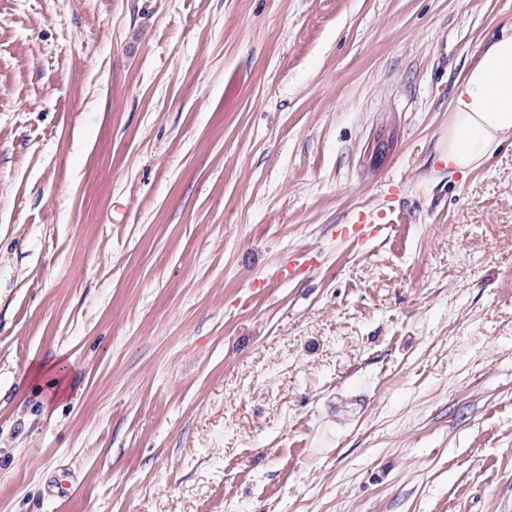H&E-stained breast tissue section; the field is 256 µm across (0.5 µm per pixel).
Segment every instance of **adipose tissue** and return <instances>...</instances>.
<instances>
[{
    "label": "adipose tissue",
    "instance_id": "obj_1",
    "mask_svg": "<svg viewBox=\"0 0 512 512\" xmlns=\"http://www.w3.org/2000/svg\"><path fill=\"white\" fill-rule=\"evenodd\" d=\"M442 159L467 171L512 137V34L496 37L455 84Z\"/></svg>",
    "mask_w": 512,
    "mask_h": 512
}]
</instances>
